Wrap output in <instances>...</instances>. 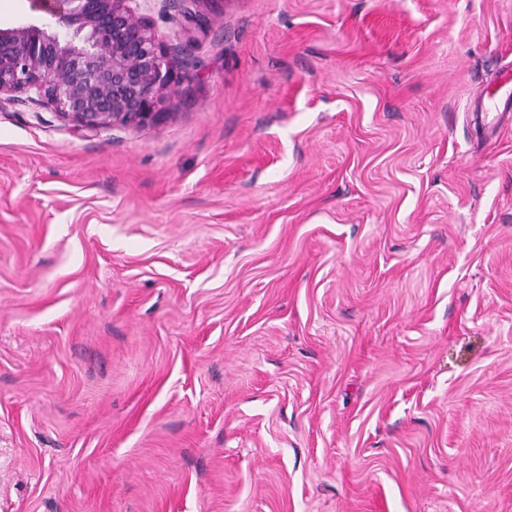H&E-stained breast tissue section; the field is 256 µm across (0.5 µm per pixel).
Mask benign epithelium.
<instances>
[{
  "label": "benign epithelium",
  "mask_w": 512,
  "mask_h": 512,
  "mask_svg": "<svg viewBox=\"0 0 512 512\" xmlns=\"http://www.w3.org/2000/svg\"><path fill=\"white\" fill-rule=\"evenodd\" d=\"M132 0H30L33 22L0 27V96L50 106L87 129L141 126L163 116L168 91L189 78ZM197 25V0H163Z\"/></svg>",
  "instance_id": "obj_1"
}]
</instances>
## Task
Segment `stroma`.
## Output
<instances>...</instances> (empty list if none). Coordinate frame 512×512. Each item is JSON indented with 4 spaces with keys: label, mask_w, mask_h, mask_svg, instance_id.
<instances>
[{
    "label": "stroma",
    "mask_w": 512,
    "mask_h": 512,
    "mask_svg": "<svg viewBox=\"0 0 512 512\" xmlns=\"http://www.w3.org/2000/svg\"><path fill=\"white\" fill-rule=\"evenodd\" d=\"M133 127L0 102V512H512V0H133Z\"/></svg>",
    "instance_id": "stroma-1"
}]
</instances>
